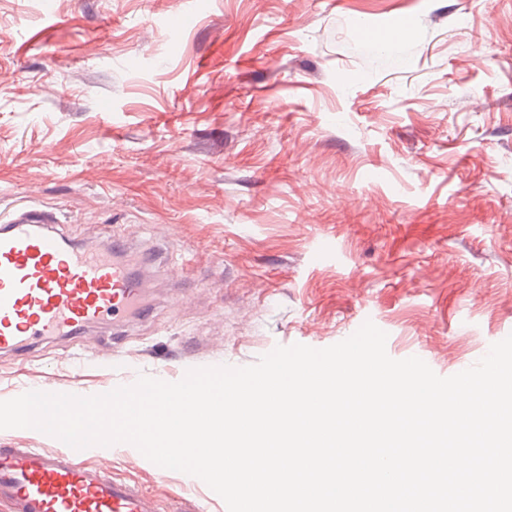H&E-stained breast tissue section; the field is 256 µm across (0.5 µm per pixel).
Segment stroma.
Returning a JSON list of instances; mask_svg holds the SVG:
<instances>
[{
	"mask_svg": "<svg viewBox=\"0 0 512 512\" xmlns=\"http://www.w3.org/2000/svg\"><path fill=\"white\" fill-rule=\"evenodd\" d=\"M27 206L163 254L145 317L0 356V400L368 320L459 373L512 334V0H0V222ZM106 464L161 512H225L138 449Z\"/></svg>",
	"mask_w": 512,
	"mask_h": 512,
	"instance_id": "1",
	"label": "stroma"
}]
</instances>
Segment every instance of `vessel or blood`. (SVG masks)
<instances>
[{
    "mask_svg": "<svg viewBox=\"0 0 512 512\" xmlns=\"http://www.w3.org/2000/svg\"><path fill=\"white\" fill-rule=\"evenodd\" d=\"M142 313V278L118 246L71 243L50 212L34 208L0 225L1 355ZM0 500L13 512H160L140 486L112 480L69 447L0 448Z\"/></svg>",
    "mask_w": 512,
    "mask_h": 512,
    "instance_id": "1",
    "label": "vessel or blood"
}]
</instances>
